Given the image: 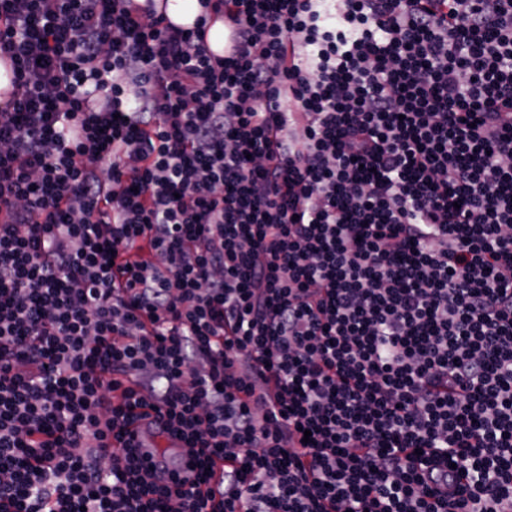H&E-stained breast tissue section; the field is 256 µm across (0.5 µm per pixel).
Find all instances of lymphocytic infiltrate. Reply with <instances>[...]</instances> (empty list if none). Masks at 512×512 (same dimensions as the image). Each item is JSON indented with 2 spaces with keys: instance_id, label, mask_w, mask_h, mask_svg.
I'll return each instance as SVG.
<instances>
[{
  "instance_id": "1",
  "label": "lymphocytic infiltrate",
  "mask_w": 512,
  "mask_h": 512,
  "mask_svg": "<svg viewBox=\"0 0 512 512\" xmlns=\"http://www.w3.org/2000/svg\"><path fill=\"white\" fill-rule=\"evenodd\" d=\"M200 3L0 0V512H512V0ZM153 4L159 13L168 12L173 22L184 26H193L203 12L198 0H155Z\"/></svg>"
}]
</instances>
